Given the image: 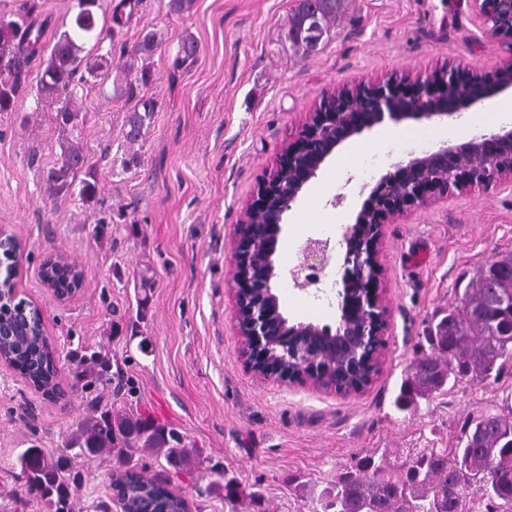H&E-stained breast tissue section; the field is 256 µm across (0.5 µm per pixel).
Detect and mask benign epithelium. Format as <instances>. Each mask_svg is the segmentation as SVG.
<instances>
[{
	"label": "benign epithelium",
	"instance_id": "1",
	"mask_svg": "<svg viewBox=\"0 0 512 512\" xmlns=\"http://www.w3.org/2000/svg\"><path fill=\"white\" fill-rule=\"evenodd\" d=\"M479 16L492 23L491 32L512 37V0H474ZM490 94L483 74L475 69L438 70L425 79L407 76L387 82L343 87L327 95L310 113L298 138L284 147L272 174L259 188L245 212L243 229L236 231L232 271L234 319H246L240 336L247 366L265 380L297 382L286 365L273 363L271 346L287 357L304 350L301 373L314 384L332 372L326 355L362 352L355 376L380 367L387 349L390 308L383 288L380 246L388 224H396L408 210L453 189L473 187L491 179L512 183V128H501L462 143L444 142L422 155H409L369 191L355 223L345 227L339 245L345 248L340 310L336 329L313 323H292L284 316L272 281L278 277L275 254L284 217L317 176L325 162L354 137L385 122L444 118L480 103ZM479 154L485 170L465 165ZM0 251L15 260L24 251L16 235L0 228ZM301 260L289 269L293 287L305 291L320 281L336 261V247L322 238H309ZM19 295L15 277L0 280V308L9 311Z\"/></svg>",
	"mask_w": 512,
	"mask_h": 512
}]
</instances>
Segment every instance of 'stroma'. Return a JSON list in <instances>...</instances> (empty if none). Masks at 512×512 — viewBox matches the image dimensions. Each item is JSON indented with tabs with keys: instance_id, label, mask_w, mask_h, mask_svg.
Returning <instances> with one entry per match:
<instances>
[{
	"instance_id": "35a3bbf8",
	"label": "stroma",
	"mask_w": 512,
	"mask_h": 512,
	"mask_svg": "<svg viewBox=\"0 0 512 512\" xmlns=\"http://www.w3.org/2000/svg\"><path fill=\"white\" fill-rule=\"evenodd\" d=\"M295 0H194L185 13L169 0H131L112 40V69L123 50L148 30L161 44L147 92L157 102L137 150L141 164L123 170L122 101L111 81L88 83L82 144L98 162L102 190L94 206L53 200L41 179L59 150V132L38 102L31 69L15 111L0 112V225L26 245L16 277L22 299L42 312L59 354L68 392L51 401L13 370L0 367V512L16 507L23 479L19 452L40 442L61 451L89 418L95 390L75 389L77 353L107 354L120 392L114 406L153 418L185 435L195 451L220 463L222 476L262 499L254 512H309L298 483L323 486L367 456L401 468L412 448H452L464 420L512 408V362L498 379L462 382L415 409L393 401L404 372L429 351L427 334L455 308L476 272L512 253V184L490 182L457 190L387 225L380 253L390 306L389 345L373 383L343 396L309 384L257 377L239 354L233 317L234 238L242 215L276 156L318 108L325 93L401 76L472 67L487 79L512 63V39L496 36L472 0H349L328 40L310 57L297 55L281 33ZM194 37L196 55L180 43ZM385 158L370 172L358 160L328 161L286 215L272 287L293 322L336 326L341 278L329 267L316 288H293L288 270L311 236L339 240L374 185L405 158L380 143ZM341 206H333L336 196ZM107 232L94 236L101 218ZM61 253L84 274L80 291L57 303L43 286L44 260ZM148 270L141 285L137 273ZM146 475L170 481L191 512H231L223 492L198 496L216 480L203 468L177 473L160 456L137 458ZM80 479L73 512H121L105 460H72Z\"/></svg>"
}]
</instances>
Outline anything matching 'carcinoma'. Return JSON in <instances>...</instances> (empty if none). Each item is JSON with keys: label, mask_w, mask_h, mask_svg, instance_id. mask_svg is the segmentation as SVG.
<instances>
[{"label": "carcinoma", "mask_w": 512, "mask_h": 512, "mask_svg": "<svg viewBox=\"0 0 512 512\" xmlns=\"http://www.w3.org/2000/svg\"><path fill=\"white\" fill-rule=\"evenodd\" d=\"M79 11L68 29L59 33L45 50L44 34L50 20L37 13L30 2L23 14L0 13V112L15 111L17 93L31 64L45 58L39 80V95L54 106L51 120L65 136L60 153L43 173L50 194L57 199L73 196L87 205L98 203L101 182L97 163L84 150L81 135L85 113L75 105L78 84L107 77L112 50L83 54L88 41L99 46L112 39L114 29L99 24L98 0H78ZM344 0H301L294 8L285 33L295 52L303 57L317 51L330 36ZM158 46L157 34L145 33L130 49L123 78L113 83L112 97L128 105L125 141L134 145L143 137L156 112L157 102L144 89L153 81L147 60ZM44 273L66 287L67 275L83 280L82 271L71 263ZM33 336L28 345L16 347L5 341L0 349L6 360L26 381L43 394L52 393L57 376L56 350L48 336L40 334V316L27 308ZM431 351L420 355L408 368L394 405L407 411L420 399L442 392L448 385L470 380L484 381L500 374L512 360V254L483 266L464 289L460 306L448 312L428 336ZM84 369L76 375L81 388L112 387V364L107 355L87 351L81 357ZM469 416L451 451L423 448L406 469L395 474L385 459L372 457L356 469L311 494V512H467L464 489L473 485L481 497L512 505V421L492 414ZM83 457L94 460L115 453L118 467L108 472L110 486L122 506L134 512H188L185 500L169 489L166 481L144 474L134 463L141 453L164 456L177 471L199 466L203 459L188 449L185 438L173 428L144 419L112 405L94 407V415L81 423L67 443ZM16 465L25 481V496L47 512H71L72 487L77 483L71 457L50 453L37 441L19 453ZM224 489L229 503L259 501L236 482L213 483L199 494Z\"/></svg>", "instance_id": "cac0c4a2"}]
</instances>
